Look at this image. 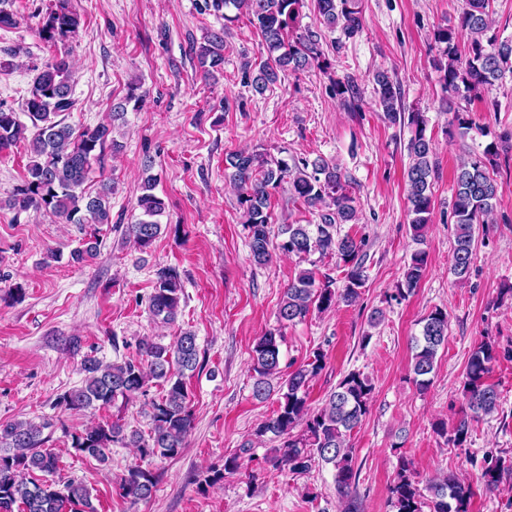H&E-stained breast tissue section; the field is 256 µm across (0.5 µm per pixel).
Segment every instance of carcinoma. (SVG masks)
Segmentation results:
<instances>
[{
	"instance_id": "1",
	"label": "carcinoma",
	"mask_w": 512,
	"mask_h": 512,
	"mask_svg": "<svg viewBox=\"0 0 512 512\" xmlns=\"http://www.w3.org/2000/svg\"><path fill=\"white\" fill-rule=\"evenodd\" d=\"M303 0H212L219 11L234 8L248 16L259 32L267 52V62L253 77L252 89L262 94L278 80L279 71L300 72L312 65L325 64L322 52L310 37L289 36V25L299 13ZM489 0H466L454 25L434 30L439 53L433 64L440 72V81L453 97L467 100L485 86H492L512 73V39L487 36L490 29ZM318 14L324 23L341 28L348 38L356 36L363 26L358 0H316ZM81 15L72 9L70 0H54L48 8L39 35L47 43L57 44L75 36L81 27ZM470 34L466 56H461L457 31ZM201 66L208 73L224 67V30L212 31L199 47ZM25 101L26 124L18 113L0 106V153L20 142L28 144L25 180L9 205L21 211H42L66 224L80 227L109 224L114 189L109 182L100 183L90 191L94 164L101 161L106 146L116 151L120 145L112 137L113 123L125 121L126 105L113 108L112 123L76 128L65 122L61 114L75 106L70 65L66 56H54L36 68ZM378 102L385 118L396 123L408 117L413 135L408 143L412 164L406 173L407 200L414 237L430 222L432 193L430 177L434 172L433 140L426 134L427 119L420 112L404 114L399 109L400 86L385 72L375 75ZM499 154L498 143L488 144L483 153L460 161L455 169L454 250L452 271L456 279L469 277L476 244L477 225L485 222L494 210L499 188L490 173L493 159ZM232 169L229 179L238 192V201L246 213L249 249L252 261L267 264L273 253L306 258L312 254L334 255L345 268L344 283L327 277L316 278L311 269H303L289 284L277 311L279 328L269 331L256 342L251 361L253 396L266 399L273 391L272 380L280 377L281 328L306 318L314 309L325 311L338 301L352 303L360 297L366 282L363 240L342 235L338 226L354 224L357 209L342 183V173L323 159H267L253 152H233L226 156ZM157 177L145 180L144 192L137 206L140 217L128 225V233L140 249L150 248L161 233L158 217L165 203L153 190ZM295 200H301L319 211L317 224H281L273 231L270 222V197L283 184ZM82 240L72 250L71 261L83 264L97 256L98 242ZM428 266L423 250L412 253L397 288L406 297L418 286ZM183 285L179 273L165 268L157 273L148 310L155 321L170 324L181 307ZM420 335L415 337L414 381L420 389L429 386L439 348L448 340V313L437 308L426 316ZM142 359L107 363L87 356L82 362L85 377L81 385L65 392L58 405L72 412L91 407H106L117 399L125 401L146 395L149 382L163 386V395L150 402L151 428L144 435L137 430L125 432L118 422H99L71 433V448L79 455L101 463L109 461L112 445L122 444L138 449L140 457L167 458L184 447L192 427L190 396L185 382L186 372L199 364L196 335L184 331L162 344L151 339L140 342ZM497 361L495 342L486 340L471 353L465 371L462 394L468 412L452 430L438 428L448 435V442L462 448L468 442L472 423L498 412L500 396L488 379ZM324 367V354L314 353L288 374L278 385L279 406L272 417L262 422L255 435L267 434L279 441L274 464L294 472L311 469L318 459L335 470L336 491L346 499L356 484L359 467L348 438L360 425L369 410L374 390L370 379L359 372L346 374L327 396L323 405L313 411L307 404L309 383ZM51 426L44 421L14 420L0 424V512H11L20 504L22 512H96L89 490L81 483L68 480L59 483L51 476L59 470L57 456L43 447V431ZM512 473V457L499 456L484 469L488 490L498 487L503 476ZM157 484L149 469L135 466L120 478L124 494L136 500L152 497ZM396 512H470L474 492L456 475L448 474L420 488L410 477V462L399 459L396 481L390 488Z\"/></svg>"
}]
</instances>
